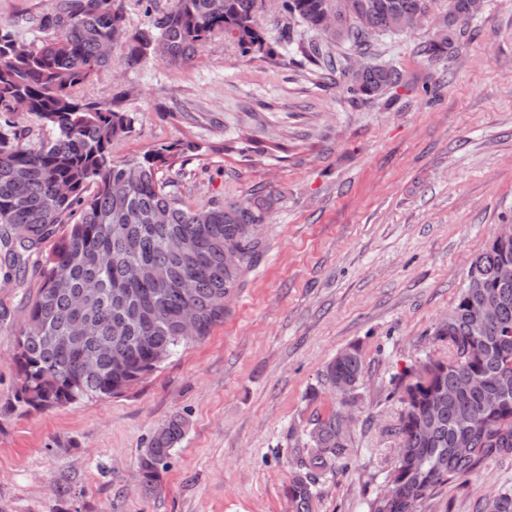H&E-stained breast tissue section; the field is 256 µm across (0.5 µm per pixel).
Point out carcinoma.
Here are the masks:
<instances>
[{
    "instance_id": "obj_1",
    "label": "carcinoma",
    "mask_w": 512,
    "mask_h": 512,
    "mask_svg": "<svg viewBox=\"0 0 512 512\" xmlns=\"http://www.w3.org/2000/svg\"><path fill=\"white\" fill-rule=\"evenodd\" d=\"M434 0H278L282 17L322 34L311 52L320 59L333 47L353 56L371 50L378 36L397 35L396 24L414 26ZM484 0H448V13L424 48L434 60H451L470 36L469 25ZM336 14L340 36L322 31ZM36 36L0 24V116L23 99L27 114L48 130L27 140L13 123H0V246L18 264L22 253L53 236L56 225L75 221L44 257L41 286L28 310L13 356L20 376L18 401L33 409L118 395L138 384L181 347L198 343L224 322L225 296L234 295L265 248L259 224L271 198L188 204L158 177L167 163L159 151L116 161L114 144L133 131L132 113L78 97V90L109 70L114 35L125 36V64L158 59L179 70L217 36L242 54L275 53L260 20L259 0H169L149 21L130 28L116 0H51L29 19ZM329 70L353 98L383 99L405 85L392 64L364 70ZM122 183L125 193L112 185ZM93 186V194L87 188ZM238 254L229 265V251ZM512 259V243L492 245L472 259L488 285L486 295L460 290L434 335L448 341L452 356L426 358L398 377L400 403L394 433V469L403 498L380 492L369 512H420L421 504L448 484L476 476L493 459L512 455V281L495 274ZM189 280L192 287H182ZM486 322L472 310L487 302ZM193 312L189 333L180 328ZM364 376L357 348L330 360L322 377L355 390ZM186 419L174 416L151 435L138 463V487L157 493ZM467 437L469 446L458 447ZM350 425L342 410L314 414L305 442L290 449L287 488L292 512H313L319 477L348 468ZM484 512H512V488L492 492Z\"/></svg>"
}]
</instances>
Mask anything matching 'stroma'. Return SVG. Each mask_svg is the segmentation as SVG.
<instances>
[{"mask_svg":"<svg viewBox=\"0 0 512 512\" xmlns=\"http://www.w3.org/2000/svg\"><path fill=\"white\" fill-rule=\"evenodd\" d=\"M430 20L382 37L366 62L390 59L411 84L392 104L353 100L295 47L245 56L217 38L181 70L151 60L112 67L81 92L132 112L117 159L160 148L189 203L273 193L266 248L223 324L122 394L41 411L18 403L12 356L41 286L44 242L25 265L0 252V512H290L283 449L337 398L321 379L357 347L364 378L350 412L349 468L320 476L316 512H368L399 439L392 382L425 358L448 359L433 332L454 306L469 260L512 222V0H486L451 61L423 48ZM432 76L436 101L413 81ZM185 437L162 490L137 492L139 457L174 415ZM512 481V458L448 486L422 512H482Z\"/></svg>","mask_w":512,"mask_h":512,"instance_id":"obj_1","label":"stroma"}]
</instances>
